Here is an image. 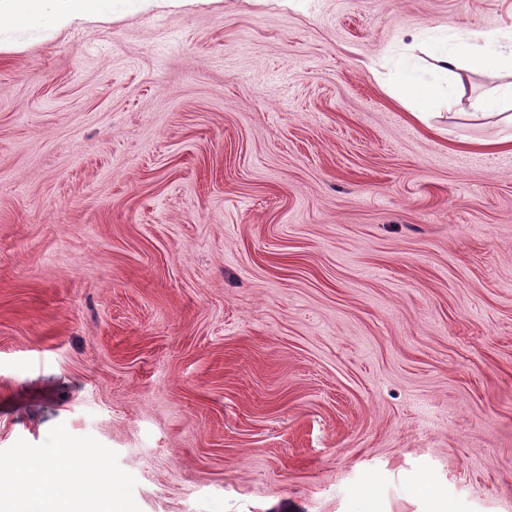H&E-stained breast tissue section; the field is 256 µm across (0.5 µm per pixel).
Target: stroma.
Returning <instances> with one entry per match:
<instances>
[{
    "label": "stroma",
    "instance_id": "1",
    "mask_svg": "<svg viewBox=\"0 0 512 512\" xmlns=\"http://www.w3.org/2000/svg\"><path fill=\"white\" fill-rule=\"evenodd\" d=\"M512 0L143 5L0 52V467L134 512H512V134L386 87ZM382 60L378 74L366 67ZM80 449L78 459L60 447Z\"/></svg>",
    "mask_w": 512,
    "mask_h": 512
}]
</instances>
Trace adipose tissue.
<instances>
[{
  "label": "adipose tissue",
  "mask_w": 512,
  "mask_h": 512,
  "mask_svg": "<svg viewBox=\"0 0 512 512\" xmlns=\"http://www.w3.org/2000/svg\"><path fill=\"white\" fill-rule=\"evenodd\" d=\"M121 0H0V50L14 47L15 33L42 29L50 36L107 21ZM432 70L444 81L443 86L424 85L405 79L391 94L411 106L412 115L426 120L429 107L442 90L462 88L467 71L481 69L512 73V51L498 48L487 32L470 34L457 40L434 57ZM12 512H129L116 507L112 490L100 485L87 492L79 470L61 473L56 463L38 461L12 470L0 480V501Z\"/></svg>",
  "instance_id": "obj_1"
}]
</instances>
